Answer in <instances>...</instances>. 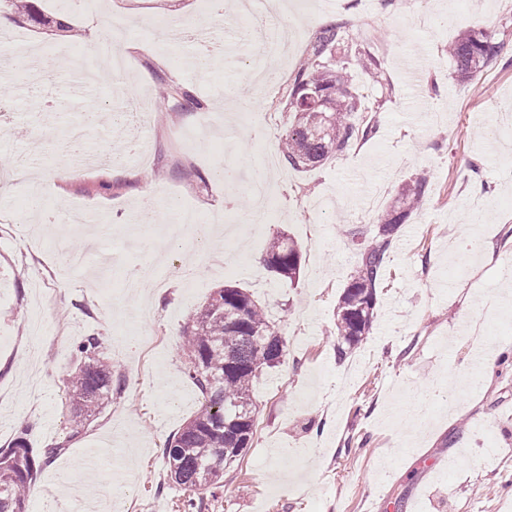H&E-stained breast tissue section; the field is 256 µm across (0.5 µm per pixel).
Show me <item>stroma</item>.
Returning a JSON list of instances; mask_svg holds the SVG:
<instances>
[{
  "instance_id": "stroma-1",
  "label": "stroma",
  "mask_w": 512,
  "mask_h": 512,
  "mask_svg": "<svg viewBox=\"0 0 512 512\" xmlns=\"http://www.w3.org/2000/svg\"><path fill=\"white\" fill-rule=\"evenodd\" d=\"M33 3L53 24L18 14L14 34L72 67L32 85L13 66L14 46L0 44V85L18 104L0 117V164L31 162L36 182L48 184L37 212L25 194L0 195V447L19 436L36 450L64 445L38 472L28 512H74L63 474L78 488L95 485L100 499H135L138 512H180L184 492L162 450L204 399L177 345L226 285L264 306L286 354L256 380L254 443L202 512H512V304L499 299L512 265V10L500 0H323L317 11L342 23L349 57L370 53L385 73L380 83L353 73L379 132L295 170L266 166L264 156L278 152L293 121L288 85L320 31L303 13L281 14L305 37L277 80L255 92L247 66L273 28L271 0L248 15L217 0H103L97 11L74 0L65 12L57 0ZM173 23L210 31L216 70H195V41L157 40ZM478 28L496 34L502 55L463 80L448 45ZM111 29L130 46L125 72L75 94L85 42ZM416 65L426 80L415 91L405 73ZM165 86L179 96L162 106ZM143 137L145 163L130 152ZM104 152L111 162L72 172L77 156ZM222 166L266 176L278 218L250 224L237 203L246 189L218 178ZM420 176L428 199L395 236L372 331L337 361L336 302L359 242L378 230L369 198L387 206ZM72 206L92 211L101 232L79 266L70 244L88 233L48 219ZM228 217L238 225L228 245L251 259L233 273L219 265L228 245L202 235ZM280 231L301 250L292 282L262 262ZM478 239L492 261L474 250ZM131 268L145 274L139 307L125 288ZM484 297L499 301L485 333L496 339L487 352L494 370L471 388L483 335L459 327ZM88 336L99 338L121 388L72 439L67 381Z\"/></svg>"
}]
</instances>
